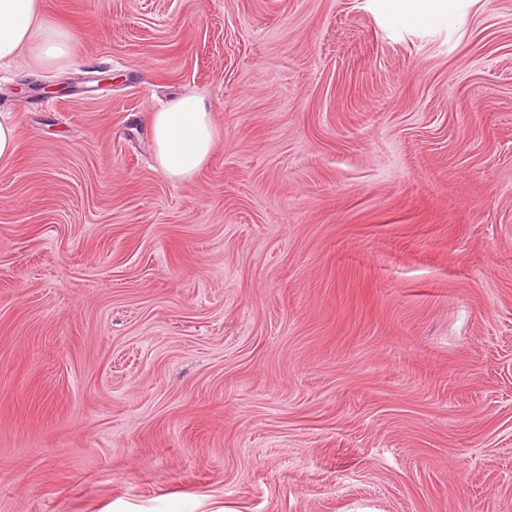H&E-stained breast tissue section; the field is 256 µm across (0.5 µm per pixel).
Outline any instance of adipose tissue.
Here are the masks:
<instances>
[{
  "mask_svg": "<svg viewBox=\"0 0 512 512\" xmlns=\"http://www.w3.org/2000/svg\"><path fill=\"white\" fill-rule=\"evenodd\" d=\"M23 51L43 67L65 64L71 58V35L45 20L40 0H0V63L13 62ZM212 111L206 96L192 92L151 114L157 167L171 182L194 178L221 144L223 133Z\"/></svg>",
  "mask_w": 512,
  "mask_h": 512,
  "instance_id": "obj_1",
  "label": "adipose tissue"
}]
</instances>
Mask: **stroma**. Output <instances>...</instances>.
<instances>
[{"mask_svg": "<svg viewBox=\"0 0 512 512\" xmlns=\"http://www.w3.org/2000/svg\"><path fill=\"white\" fill-rule=\"evenodd\" d=\"M41 2L73 59L0 67V512H512V0ZM187 92L224 140L174 184ZM206 96L187 93L149 118L157 167L171 182L194 178L211 160L224 134ZM17 150L16 126L11 118L0 115V160L12 158Z\"/></svg>", "mask_w": 512, "mask_h": 512, "instance_id": "1", "label": "stroma"}]
</instances>
